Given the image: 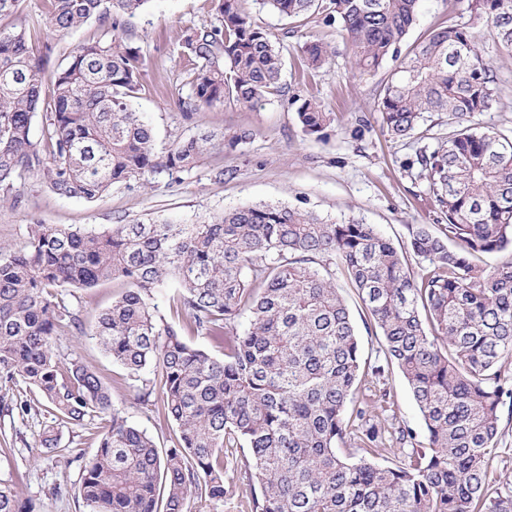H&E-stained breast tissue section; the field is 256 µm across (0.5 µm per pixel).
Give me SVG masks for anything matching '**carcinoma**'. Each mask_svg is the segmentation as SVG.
I'll use <instances>...</instances> for the list:
<instances>
[{"mask_svg":"<svg viewBox=\"0 0 512 512\" xmlns=\"http://www.w3.org/2000/svg\"><path fill=\"white\" fill-rule=\"evenodd\" d=\"M44 14L0 29V211L30 177L92 202L145 173L179 182L201 157L252 137H182L157 151L133 110L146 58L125 23L152 0H45ZM217 22L186 28V108L225 101L257 108L279 91L280 39L239 0H212ZM422 0H256L283 17L339 24L362 75L396 63L377 103L387 134L413 140L422 114L448 113L455 129L420 168L448 223L409 225L406 251L372 224L330 222L288 205H244L197 224H114L104 231L29 224L0 243V379L15 387L0 408L50 422L39 447L64 428L94 425L93 458L77 487L86 512H201L246 486L247 512H512V476L494 473L502 407L512 403V137L465 125L498 92L477 30L512 53V0H466L467 21L436 28L407 50ZM93 19L104 40L73 48L45 75L51 39ZM308 67L329 53L302 47ZM40 120L39 139L32 126ZM303 134L323 139L332 113L297 110ZM456 248H448V242ZM341 265L379 331L363 358ZM120 281L93 335L125 372L133 400L176 426L161 451L112 401L97 372L58 349L85 323L68 289ZM175 288L157 313V289ZM397 369L422 415L426 443L386 416ZM242 453L239 475L231 462ZM390 453L389 464L374 459ZM0 512H32L0 484Z\"/></svg>","mask_w":512,"mask_h":512,"instance_id":"1","label":"carcinoma"}]
</instances>
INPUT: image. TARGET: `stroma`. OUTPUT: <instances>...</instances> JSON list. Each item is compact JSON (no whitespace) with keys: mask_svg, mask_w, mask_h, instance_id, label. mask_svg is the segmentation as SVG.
I'll list each match as a JSON object with an SVG mask.
<instances>
[{"mask_svg":"<svg viewBox=\"0 0 512 512\" xmlns=\"http://www.w3.org/2000/svg\"><path fill=\"white\" fill-rule=\"evenodd\" d=\"M239 6L281 42L280 92L256 109L227 101L185 116L180 101L190 92V76L177 60L178 40L185 27L215 20L212 0H153L127 24L147 58L143 89L133 104L151 124L160 150L194 134L230 135L247 129L250 140L206 154L181 181L147 174L113 186L92 202L56 194L30 179L20 202L0 212V241L18 242L27 225L35 223L99 231L151 220L191 224L228 208L279 203L324 218L375 225L400 245L409 242V225L445 223L426 179L417 169L403 166L413 144L392 139L375 110L391 63L374 75H360L351 67L338 25L318 17L290 20L259 9L256 0H240ZM464 8L463 0H423L408 42L422 40L434 28L466 21ZM478 39L496 76L498 101L471 122L511 135L512 54L499 50L491 30H481ZM309 40L323 43L329 52L326 65L317 71L301 63V48ZM307 99L317 100L335 117L324 139L305 136L297 124L296 110ZM220 168L229 172L221 182L214 178ZM61 342L105 384L121 374L93 336H65ZM388 386L390 416L423 432L422 415L399 372L390 374ZM45 421L42 414L0 413V484L14 485L35 512H85L75 493L80 463L65 465L36 445Z\"/></svg>","mask_w":512,"mask_h":512,"instance_id":"1","label":"stroma"}]
</instances>
